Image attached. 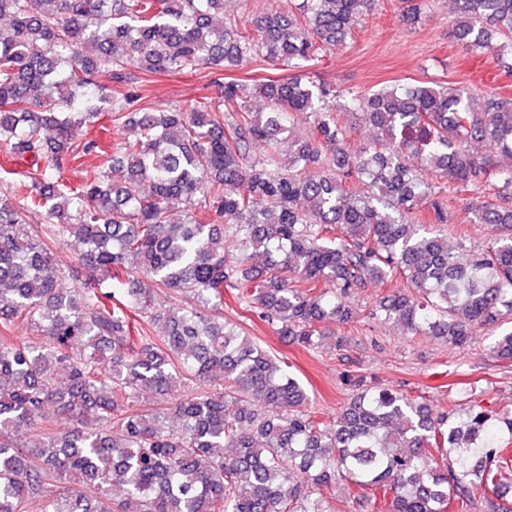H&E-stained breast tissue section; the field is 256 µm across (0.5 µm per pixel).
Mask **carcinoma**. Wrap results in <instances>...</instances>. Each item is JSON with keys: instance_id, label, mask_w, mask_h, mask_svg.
I'll list each match as a JSON object with an SVG mask.
<instances>
[{"instance_id": "obj_1", "label": "carcinoma", "mask_w": 512, "mask_h": 512, "mask_svg": "<svg viewBox=\"0 0 512 512\" xmlns=\"http://www.w3.org/2000/svg\"><path fill=\"white\" fill-rule=\"evenodd\" d=\"M426 2L405 0L402 21ZM365 3L287 0L241 24L224 0H0V512H334L353 487L379 494L376 512H512L486 497L512 476V413L473 399L437 414L378 386L333 331L357 323L350 299L401 278L372 319L455 351L482 332L512 366V165L492 158L512 156V98L296 75L158 112L142 95L155 74L304 68L363 26ZM453 4L448 36L512 72V0ZM103 112L136 135L102 175L63 181L100 149L76 130ZM342 112L372 144L349 151ZM300 119L309 136L287 138ZM471 191L490 233L477 250L444 229ZM35 210L52 223L33 229ZM72 243L66 270L53 247ZM226 289L304 350L334 338L350 391L336 417L210 312Z\"/></svg>"}]
</instances>
